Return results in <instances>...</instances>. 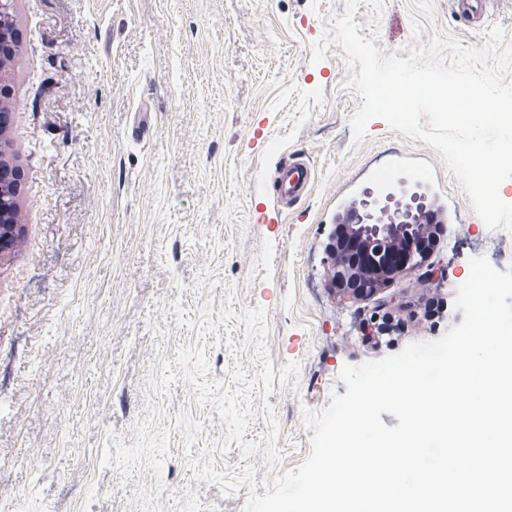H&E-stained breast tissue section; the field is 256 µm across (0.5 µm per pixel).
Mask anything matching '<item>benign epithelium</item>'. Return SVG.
Instances as JSON below:
<instances>
[{"label":"benign epithelium","mask_w":512,"mask_h":512,"mask_svg":"<svg viewBox=\"0 0 512 512\" xmlns=\"http://www.w3.org/2000/svg\"><path fill=\"white\" fill-rule=\"evenodd\" d=\"M17 0H0V43L14 36ZM13 71L9 61L0 57V99L9 95ZM9 113H0V261L15 251L21 238L18 197L20 194L15 165L10 160L9 142L5 127ZM425 207L422 197L410 194L401 187L399 192L387 187L372 191L359 205L356 223L343 225L344 241L348 248L359 250L365 260L362 265L349 266L331 247L334 274L327 279V286L336 287L348 278L368 277L381 287L391 286L396 279L417 268L413 262L393 265L381 256L391 257L407 248V244L429 230V225L419 224L418 213Z\"/></svg>","instance_id":"obj_1"}]
</instances>
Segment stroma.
I'll return each instance as SVG.
<instances>
[{"instance_id":"stroma-1","label":"stroma","mask_w":512,"mask_h":512,"mask_svg":"<svg viewBox=\"0 0 512 512\" xmlns=\"http://www.w3.org/2000/svg\"><path fill=\"white\" fill-rule=\"evenodd\" d=\"M346 0H18L6 135L19 251L0 267V512H243L311 452L305 411L339 375L435 341L470 260L512 268L432 147L362 100L327 41ZM383 55L454 38L512 47V0L482 26L452 0H359ZM325 54L313 61L317 44ZM299 155L315 183L275 200ZM402 155L451 219L400 302L326 288L336 214ZM441 301L438 316L414 313Z\"/></svg>"}]
</instances>
